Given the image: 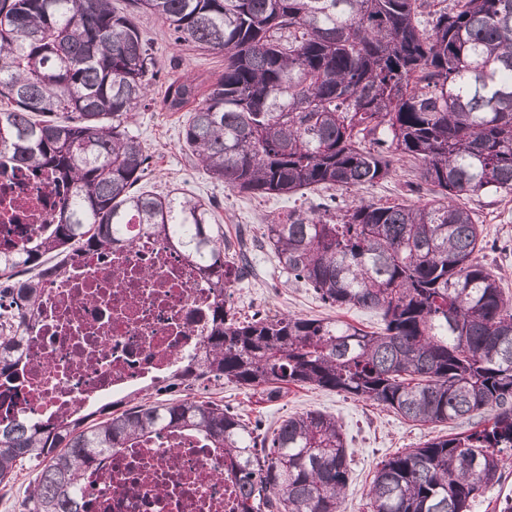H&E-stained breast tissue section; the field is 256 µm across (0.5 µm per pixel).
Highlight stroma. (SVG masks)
<instances>
[{
    "mask_svg": "<svg viewBox=\"0 0 512 512\" xmlns=\"http://www.w3.org/2000/svg\"><path fill=\"white\" fill-rule=\"evenodd\" d=\"M140 26L153 47L159 70L158 78L151 86L150 104L139 109L131 128L149 157V168L139 184L141 190L161 194L181 191L211 201L216 219L230 240L235 239L238 230L244 227L251 236H260L263 224L284 215L288 209L309 210L327 199L328 194L324 191H309L294 200L255 197L225 188L212 180L183 146L182 132L188 111H168L162 100L168 79L187 73L201 82L215 78L224 70V57L188 43L174 45L166 23L157 16L141 15ZM419 181L420 170L415 163L404 158L396 159L386 180L354 193L336 191V203L341 206L355 197L380 204L401 199L419 202L423 196L413 190ZM464 203L484 229L486 246L478 255L479 262L512 296V195L479 194L466 197ZM253 264V277L232 290L230 303L239 315L294 313L303 317L338 318L367 331L379 330L381 318L377 313L325 306L312 288L288 280L269 249L255 250ZM192 395L198 400L222 404L241 414L245 420L260 422L265 428L289 415L308 410L335 415L346 433L349 448L354 451L351 479L343 505L345 512H367L368 486L382 460L460 429L456 423L417 425L369 402L312 387L290 388L274 402L258 401L250 390L228 382L197 385Z\"/></svg>",
    "mask_w": 512,
    "mask_h": 512,
    "instance_id": "1",
    "label": "stroma"
}]
</instances>
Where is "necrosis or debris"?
Instances as JSON below:
<instances>
[{"label":"necrosis or debris","mask_w":512,"mask_h":512,"mask_svg":"<svg viewBox=\"0 0 512 512\" xmlns=\"http://www.w3.org/2000/svg\"><path fill=\"white\" fill-rule=\"evenodd\" d=\"M57 198L51 178L0 160V242L44 235ZM131 247L83 253L45 281L36 330L18 368L17 409L46 418L160 383L198 353L217 300L197 265L168 241L128 227ZM224 454L193 431L162 428L132 448L102 453L82 479L94 512H237Z\"/></svg>","instance_id":"necrosis-or-debris-1"}]
</instances>
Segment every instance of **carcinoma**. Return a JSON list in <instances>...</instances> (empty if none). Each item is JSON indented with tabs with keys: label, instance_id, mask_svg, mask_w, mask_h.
<instances>
[{
	"label": "carcinoma",
	"instance_id": "1",
	"mask_svg": "<svg viewBox=\"0 0 512 512\" xmlns=\"http://www.w3.org/2000/svg\"><path fill=\"white\" fill-rule=\"evenodd\" d=\"M0 0L4 158L52 177L55 224L30 247L0 251V386L26 358L47 277L92 248L129 246L142 224L186 250L223 296L204 351L166 380L187 392L228 381L262 400L292 386L344 393L419 424L485 414L463 432L382 461L368 512H469L500 484L512 452V300L477 261L482 226L460 200L512 195V0ZM177 45L224 54L206 90L168 81L164 105L191 104L183 140L212 179L251 196L374 185L396 155L421 162L433 197L362 200L331 213L288 211L263 241L288 279L338 309L381 315L380 332L324 317L239 318L230 290L252 273L212 204L136 189L148 156L129 127L157 78L139 15ZM224 449L237 512H343L350 448L336 417L290 416L270 433L185 395L109 411L0 424V485L38 469L29 512H87L82 475L103 452L159 428Z\"/></svg>",
	"mask_w": 512,
	"mask_h": 512
}]
</instances>
